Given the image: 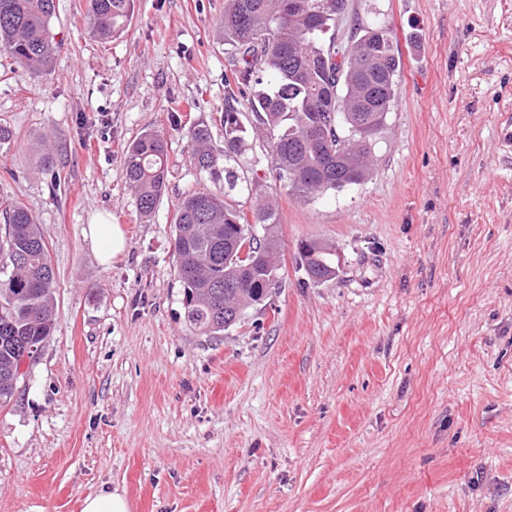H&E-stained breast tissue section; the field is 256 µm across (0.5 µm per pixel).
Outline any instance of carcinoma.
<instances>
[{"label": "carcinoma", "mask_w": 512, "mask_h": 512, "mask_svg": "<svg viewBox=\"0 0 512 512\" xmlns=\"http://www.w3.org/2000/svg\"><path fill=\"white\" fill-rule=\"evenodd\" d=\"M133 0H88L91 30L102 41L125 27ZM224 0L220 28L230 53L224 85V154L211 147L205 123L188 127L194 166L224 189L185 196L173 218L175 268L183 289L186 322L205 335L235 325L269 292L268 277L279 275L280 241L276 198H256L252 215L229 200L235 174L223 159L245 151L250 137H262L275 178L287 192L307 199L363 182L371 170L373 137L397 101L402 66L391 31L358 26L345 45L325 40L348 0ZM56 0H0V49L32 73L49 69L59 47L52 23ZM248 96L249 122L236 107ZM170 159L167 137L146 131L126 149L123 177L149 218L166 192ZM0 237V404L17 388L23 359L53 335L56 273L36 218L20 202L3 211ZM266 225L252 247L262 260L254 272L229 260L242 244L238 226ZM302 266L321 281L336 278L331 247L302 242Z\"/></svg>", "instance_id": "obj_1"}]
</instances>
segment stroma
I'll return each mask as SVG.
<instances>
[{"label":"stroma","mask_w":512,"mask_h":512,"mask_svg":"<svg viewBox=\"0 0 512 512\" xmlns=\"http://www.w3.org/2000/svg\"><path fill=\"white\" fill-rule=\"evenodd\" d=\"M85 11L58 0L49 71L0 51V211L27 206L57 275L54 333L0 405V512L104 488L130 512H512V0H348L337 42L382 23L403 58L373 169L304 201L264 142L227 160L241 209L276 196L283 262L215 336L184 319L172 240L178 203L216 186L182 128L223 150L224 0H133L106 42ZM149 130L170 174L146 221L122 169ZM98 213L126 238L107 266ZM303 241L336 248V278L307 280Z\"/></svg>","instance_id":"obj_1"}]
</instances>
